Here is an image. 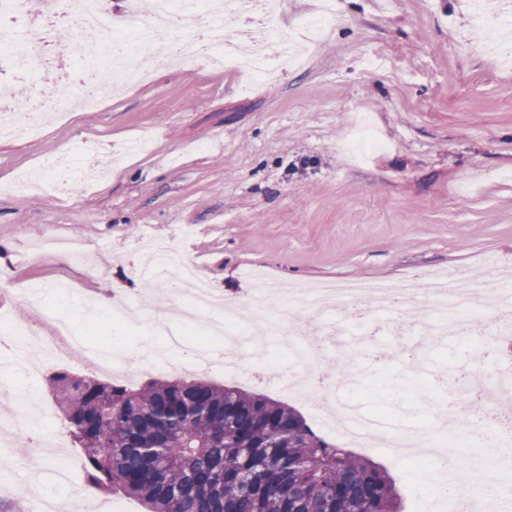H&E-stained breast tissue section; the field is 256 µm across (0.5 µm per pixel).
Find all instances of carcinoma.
Segmentation results:
<instances>
[{
  "mask_svg": "<svg viewBox=\"0 0 512 512\" xmlns=\"http://www.w3.org/2000/svg\"><path fill=\"white\" fill-rule=\"evenodd\" d=\"M49 382L86 482L146 512H400L378 465L266 395L203 380L131 387L66 371Z\"/></svg>",
  "mask_w": 512,
  "mask_h": 512,
  "instance_id": "carcinoma-1",
  "label": "carcinoma"
}]
</instances>
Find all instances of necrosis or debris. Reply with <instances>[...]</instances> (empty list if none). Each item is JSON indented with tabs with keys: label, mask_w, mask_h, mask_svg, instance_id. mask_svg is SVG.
Returning <instances> with one entry per match:
<instances>
[{
	"label": "necrosis or debris",
	"mask_w": 512,
	"mask_h": 512,
	"mask_svg": "<svg viewBox=\"0 0 512 512\" xmlns=\"http://www.w3.org/2000/svg\"><path fill=\"white\" fill-rule=\"evenodd\" d=\"M202 4L203 0H152L149 23L136 32L114 34L104 0H54L50 9L34 19L27 17L22 0H0V49L6 51L17 79L30 83L40 95L39 100L19 102L8 92L0 93V137L37 132L53 114L56 88L62 83L74 88L81 107H95L103 95L117 89L124 80L143 75L135 56L145 43L173 44L175 50L167 56L171 62L203 57L224 68L246 71L257 80L269 78L287 62L285 40L270 17L275 0H241L246 26L232 36L225 34L221 24H201ZM63 36L72 38L79 64H61L53 58L51 48ZM242 39L253 46L247 60L234 52ZM111 162V153L88 150L82 168L77 170L68 154H57L45 162L56 173L46 186L67 190L84 184ZM180 291L190 297L181 308L189 322H196L202 306L219 314L212 328L232 347L224 357L225 374L280 389L320 394L318 408L324 413L320 427L329 432L343 431L350 444L359 448L373 450L384 443L397 456L413 460L437 457L461 443L473 448V462L465 477L467 492L453 485L435 491L447 512H498L503 501L512 498L511 404L503 407L504 422L478 426L463 436L453 426L439 434L423 423L408 432L399 429L382 433L370 418L360 416L354 406L339 399L337 391L344 382L328 372L324 364L329 332L310 335L273 312L280 306L322 315L342 307L352 322L379 332L392 315H410L419 304L426 303L431 310L426 334L466 336L463 354L467 361L485 363L490 358V346L512 332V268L495 265L473 274L463 289L444 272L397 281L284 282L273 292L261 285L245 305L212 291L193 292L186 285ZM32 325L46 327L41 345L55 359L83 369L108 364L117 376L129 372L130 363L120 348L108 353L89 344L56 313L32 304L21 320L11 323L13 331L21 335L27 334ZM270 338L276 339L282 351L261 362L242 361L233 351L234 346Z\"/></svg>",
	"instance_id": "necrosis-or-debris-1"
}]
</instances>
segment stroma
Listing matches in <instances>:
<instances>
[{
    "instance_id": "35a3bbf8",
    "label": "stroma",
    "mask_w": 512,
    "mask_h": 512,
    "mask_svg": "<svg viewBox=\"0 0 512 512\" xmlns=\"http://www.w3.org/2000/svg\"><path fill=\"white\" fill-rule=\"evenodd\" d=\"M470 0H332L317 41L298 66L257 82L243 71L197 59L179 66L148 61V81H130L89 111H60L34 138L0 139V312L28 302L66 315L91 343L116 344L138 360L155 346L192 361L206 333L175 316L169 290L153 305L163 330L135 307L122 320L89 312L84 296L142 294L149 239L193 262L209 287L237 300L267 280H396L432 270L456 278L492 259L512 266V69L481 47L493 24L475 20ZM378 57V69L363 68ZM371 125L381 146L356 152L351 130ZM90 147L117 157L105 189L76 195L20 196L15 183L43 158ZM50 234L96 242V265L44 252L28 240ZM413 336L410 318L356 345L355 397L363 413L406 424L428 420L424 396L463 367L456 341L440 345L421 377L407 375L394 348ZM32 346L0 339V392L8 417L19 397L54 402L46 361L29 375L21 355ZM60 432L72 460L67 481L54 455L35 454L17 433L0 446V512H31L36 500L69 502L85 482L80 451L62 415L30 423ZM371 459L392 475L413 512L412 492L430 493L434 464Z\"/></svg>"
}]
</instances>
